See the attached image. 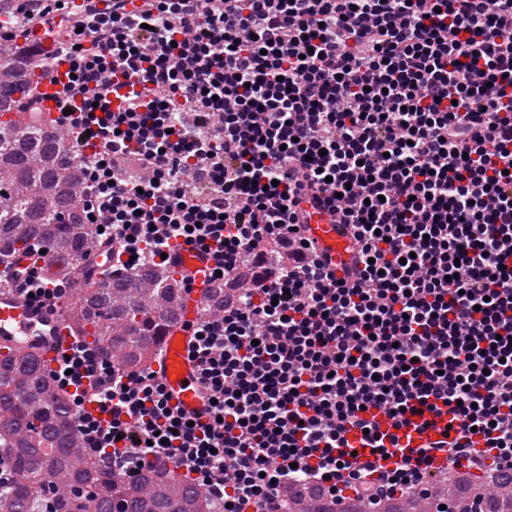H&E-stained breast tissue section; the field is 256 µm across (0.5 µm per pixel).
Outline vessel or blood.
Wrapping results in <instances>:
<instances>
[{"mask_svg": "<svg viewBox=\"0 0 512 512\" xmlns=\"http://www.w3.org/2000/svg\"><path fill=\"white\" fill-rule=\"evenodd\" d=\"M70 64L57 60L48 70L38 73V92L42 109L51 120H59L60 93L68 81ZM304 212L302 232L316 246L319 254L328 256L337 277H345L356 253V243L349 229L335 222L331 213L312 201L301 204ZM112 242L98 245L96 250L76 267L73 278L83 287L94 288L115 263ZM169 265L183 273L187 285L183 292V310L180 322L166 331L158 351L149 363V372L162 382L169 395V404L188 417L206 421L211 417V405L198 381L196 361L190 357L194 342L193 329L197 323L196 310L215 267L210 254L181 241L173 240L168 248ZM50 255L33 250L17 253L12 259L10 273L24 277L32 268H46ZM77 340L72 336L57 299L32 301L16 291H0V347L17 344L37 345L49 365H57L63 354L71 352ZM377 431L395 438L396 446L386 447L379 454L372 453L366 437L355 430L345 433L348 451L364 456H376L380 465L393 468L415 464L419 448L436 442H448L454 437L453 415L447 406L436 404L414 405L408 414V425H398L384 408L371 411Z\"/></svg>", "mask_w": 512, "mask_h": 512, "instance_id": "obj_1", "label": "vessel or blood"}]
</instances>
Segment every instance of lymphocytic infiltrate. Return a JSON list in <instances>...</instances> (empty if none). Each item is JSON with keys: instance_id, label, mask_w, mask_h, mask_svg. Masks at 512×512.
Returning a JSON list of instances; mask_svg holds the SVG:
<instances>
[{"instance_id": "1", "label": "lymphocytic infiltrate", "mask_w": 512, "mask_h": 512, "mask_svg": "<svg viewBox=\"0 0 512 512\" xmlns=\"http://www.w3.org/2000/svg\"><path fill=\"white\" fill-rule=\"evenodd\" d=\"M78 10L74 22L59 0L22 3L70 61L86 223L117 239L122 273L173 239L213 251L223 277L250 272L195 329L216 421L190 424L152 373L81 344L53 377L85 446L130 478L145 457H179L227 512H282L294 481L376 503L424 491L440 446L383 469L340 455L345 430L370 428L379 405L401 420L439 401L456 414L453 458L512 469V0ZM128 154L143 179L116 168ZM202 167L205 199L190 180ZM305 195L350 229L351 280L300 236Z\"/></svg>"}]
</instances>
